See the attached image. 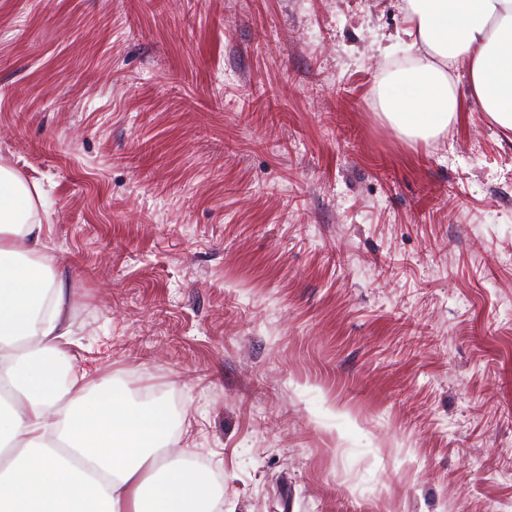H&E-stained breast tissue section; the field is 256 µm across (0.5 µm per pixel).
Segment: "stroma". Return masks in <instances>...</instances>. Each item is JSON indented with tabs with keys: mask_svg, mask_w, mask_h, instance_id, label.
Returning <instances> with one entry per match:
<instances>
[{
	"mask_svg": "<svg viewBox=\"0 0 512 512\" xmlns=\"http://www.w3.org/2000/svg\"><path fill=\"white\" fill-rule=\"evenodd\" d=\"M399 0H0V162L71 364L164 404L223 512H512V132L377 87Z\"/></svg>",
	"mask_w": 512,
	"mask_h": 512,
	"instance_id": "35a3bbf8",
	"label": "stroma"
}]
</instances>
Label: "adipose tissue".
Segmentation results:
<instances>
[{
    "instance_id": "ef3b65f1",
    "label": "adipose tissue",
    "mask_w": 512,
    "mask_h": 512,
    "mask_svg": "<svg viewBox=\"0 0 512 512\" xmlns=\"http://www.w3.org/2000/svg\"><path fill=\"white\" fill-rule=\"evenodd\" d=\"M399 9L425 55L380 83L390 125L409 139L438 136L462 108L451 73L463 68L481 111L512 131V0ZM44 212L42 187L0 165V512H219L224 490L192 464V449L169 457L163 405L134 406L107 375L75 371L61 383L69 290Z\"/></svg>"
}]
</instances>
